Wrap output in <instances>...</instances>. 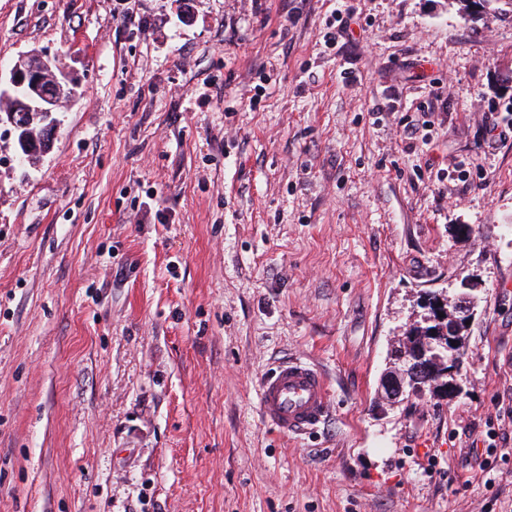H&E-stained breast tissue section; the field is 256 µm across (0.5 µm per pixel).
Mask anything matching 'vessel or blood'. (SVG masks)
Here are the masks:
<instances>
[{"mask_svg":"<svg viewBox=\"0 0 512 512\" xmlns=\"http://www.w3.org/2000/svg\"><path fill=\"white\" fill-rule=\"evenodd\" d=\"M332 408L327 379L309 362L297 358L280 362L265 373L260 383V414L279 433L311 434Z\"/></svg>","mask_w":512,"mask_h":512,"instance_id":"vessel-or-blood-1","label":"vessel or blood"}]
</instances>
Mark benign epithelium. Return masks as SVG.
<instances>
[{
	"instance_id": "1",
	"label": "benign epithelium",
	"mask_w": 512,
	"mask_h": 512,
	"mask_svg": "<svg viewBox=\"0 0 512 512\" xmlns=\"http://www.w3.org/2000/svg\"><path fill=\"white\" fill-rule=\"evenodd\" d=\"M52 77L60 84L69 88L70 95H75L71 89V83L65 79L63 70L57 60L43 59L37 65L16 64L9 76H0V99L12 102L8 109L0 110V125H8L9 133L13 134L17 145V154L42 157L50 152L52 142H47L43 147L36 149L29 147L25 138L19 134V126L15 124L14 116L18 108L30 112H41L45 116L47 128L54 130L58 125V104L46 102L39 97L40 85L46 78ZM473 314L472 299L463 294L454 301L452 312L448 313V319L454 323L461 320H470ZM465 337L450 336L448 342L438 344H425L415 356L402 353L400 357L401 367L395 369L391 375L384 376L382 389L386 396L395 400L403 395L407 382L419 381L421 384L433 389L436 384L444 382V378L452 375V361L456 354V348L460 347Z\"/></svg>"
}]
</instances>
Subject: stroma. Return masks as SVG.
<instances>
[{
  "instance_id": "1",
  "label": "stroma",
  "mask_w": 512,
  "mask_h": 512,
  "mask_svg": "<svg viewBox=\"0 0 512 512\" xmlns=\"http://www.w3.org/2000/svg\"><path fill=\"white\" fill-rule=\"evenodd\" d=\"M350 3L335 52L336 0H0V71L80 92L36 167L0 127V512H512V17ZM465 280L456 391L388 399ZM292 358L302 438L259 414ZM343 9L337 8L335 12V19L329 23L327 29L330 31L325 32L323 35L324 46L327 49H337L339 52L341 48L349 42V22L353 17L354 10L350 5H342ZM335 23H338L335 26ZM332 408L325 375L301 359L278 363L265 373L260 383V414L281 434L302 436L317 431Z\"/></svg>"
}]
</instances>
